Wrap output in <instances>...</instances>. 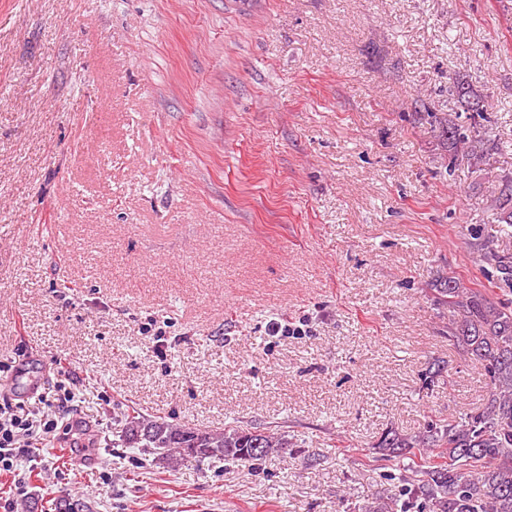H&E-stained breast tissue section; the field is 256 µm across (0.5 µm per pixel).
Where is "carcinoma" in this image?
<instances>
[{
  "instance_id": "1",
  "label": "carcinoma",
  "mask_w": 512,
  "mask_h": 512,
  "mask_svg": "<svg viewBox=\"0 0 512 512\" xmlns=\"http://www.w3.org/2000/svg\"><path fill=\"white\" fill-rule=\"evenodd\" d=\"M488 105L476 108L469 126L448 121L442 133L448 152L468 150L479 159L495 149L480 134ZM497 233L512 236V178L502 180L495 200ZM471 248L512 285V253H499L493 239L474 233ZM435 303L448 310V340L484 367L486 403L455 419L431 421L424 432L390 429L372 446V461L403 467L402 494L371 502L362 512H512V306L470 287L450 272L433 288ZM122 442L175 462L214 459L249 463L288 450L283 435L232 423L202 431L121 413Z\"/></svg>"
}]
</instances>
